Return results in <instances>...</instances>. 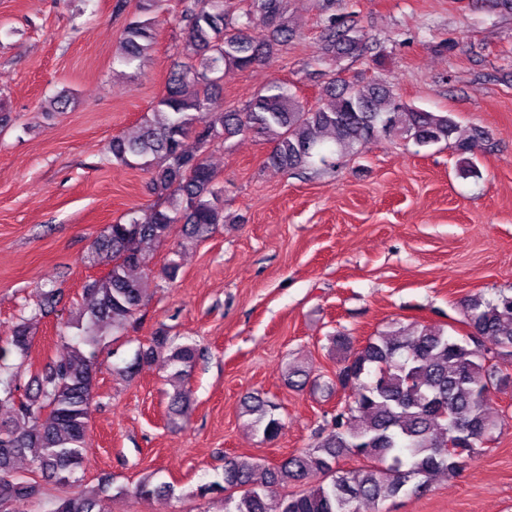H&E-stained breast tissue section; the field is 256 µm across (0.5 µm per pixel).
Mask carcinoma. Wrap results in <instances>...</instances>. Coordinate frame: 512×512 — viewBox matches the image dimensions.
I'll return each mask as SVG.
<instances>
[{
  "mask_svg": "<svg viewBox=\"0 0 512 512\" xmlns=\"http://www.w3.org/2000/svg\"><path fill=\"white\" fill-rule=\"evenodd\" d=\"M162 10L163 0H138L137 14L123 31L120 63L131 66L150 54ZM286 13L287 0H240L235 12L228 0H182L181 50L171 62L165 93L137 136L115 135L108 144L113 160L150 174L149 191L163 202L142 220L108 225L95 239L84 262L109 270L83 285L87 302L75 323L79 339L67 357L34 376L22 395L10 360L27 356L31 320L20 319L14 334L0 342V400L16 405L15 420L0 423V512H10L18 497L40 493L16 470L15 460L26 451L34 452L45 477L60 483L82 463L102 370L97 346L103 329L124 331L147 297L145 280L131 275L144 263L141 244L167 239L177 224L191 239L206 238L224 224L216 174L204 156L212 142L251 134L272 144L269 165L300 171L316 164L333 167L336 153L369 139L400 136L418 147L443 141L457 155L460 172H472L483 131L454 140L455 124L448 114L407 104L381 82L332 79L323 88L328 101L308 105L275 81L244 107L224 110L218 104L224 73L267 64L276 47L297 36ZM321 41V52L314 56L318 65L368 51L366 35L334 14L326 19ZM189 137L197 143L194 152L184 148ZM40 296L38 314L44 315L55 307L59 289L43 283ZM459 311L466 328L459 336L431 326L397 325L357 347L349 336L329 337L330 348L342 354L334 377L313 378L304 369L288 374V384L299 390L352 391L314 443L272 468L227 455L223 483L201 485L198 495L226 492L225 512H388L386 502L426 493L436 475L460 476L502 427L488 401L493 387L512 381V293L500 291L492 299L466 296ZM159 358L172 369L168 412L181 416L190 403L185 382L200 352L159 335L140 347L122 372L132 375ZM243 409L263 441L278 438L283 423L276 403L253 393L244 398ZM450 438L457 441L454 453L445 452ZM345 456H357L364 464L344 469L339 461ZM317 474L321 481L308 484ZM287 482L306 488L277 494L275 487ZM168 492V485L155 484L149 476L136 487L143 498ZM52 512H99L96 494L60 497Z\"/></svg>",
  "mask_w": 512,
  "mask_h": 512,
  "instance_id": "1",
  "label": "carcinoma"
}]
</instances>
